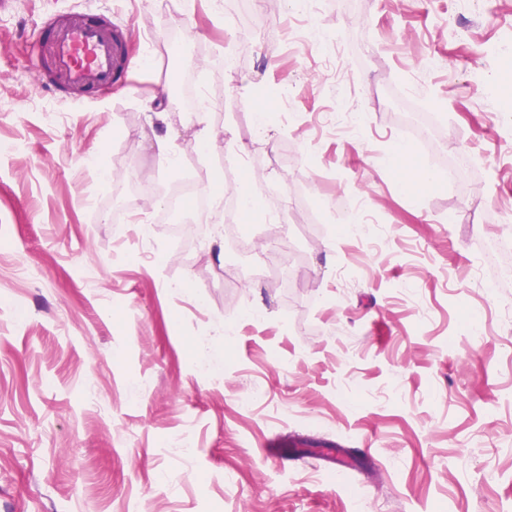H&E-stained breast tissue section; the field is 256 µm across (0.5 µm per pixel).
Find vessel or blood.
<instances>
[{
	"mask_svg": "<svg viewBox=\"0 0 512 512\" xmlns=\"http://www.w3.org/2000/svg\"><path fill=\"white\" fill-rule=\"evenodd\" d=\"M45 34L34 44L44 62L37 86L53 97L70 98L76 92H106L126 81L132 69L122 34L109 17L90 11L74 12L44 23ZM263 455L276 464L304 456L301 443L276 434L263 445Z\"/></svg>",
	"mask_w": 512,
	"mask_h": 512,
	"instance_id": "vessel-or-blood-1",
	"label": "vessel or blood"
}]
</instances>
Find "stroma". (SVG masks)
Listing matches in <instances>:
<instances>
[{"label":"stroma","mask_w":512,"mask_h":512,"mask_svg":"<svg viewBox=\"0 0 512 512\" xmlns=\"http://www.w3.org/2000/svg\"><path fill=\"white\" fill-rule=\"evenodd\" d=\"M86 8L129 32L135 65L77 105L37 89L33 43L45 17ZM511 43L512 0L0 9V512H356L359 493L370 512H512V281L493 298L474 278L512 235ZM337 45L342 83L324 74ZM430 55L441 68L418 76ZM178 73L207 107L176 111ZM203 124L212 161L242 147L249 165L232 184L200 172L202 192L265 201L276 177L356 202L352 232L293 212L259 225L256 252L296 237L300 287L225 281L239 210L218 235L159 222L153 141L191 162ZM461 152L479 164L456 191L422 180ZM125 182L139 194L120 198ZM284 429L354 449L356 470L264 460Z\"/></svg>","instance_id":"obj_1"}]
</instances>
